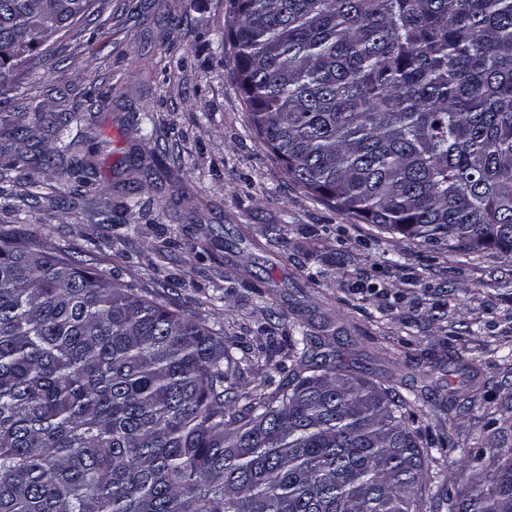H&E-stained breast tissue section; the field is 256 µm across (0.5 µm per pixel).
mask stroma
Masks as SVG:
<instances>
[{
    "label": "stroma",
    "mask_w": 512,
    "mask_h": 512,
    "mask_svg": "<svg viewBox=\"0 0 512 512\" xmlns=\"http://www.w3.org/2000/svg\"><path fill=\"white\" fill-rule=\"evenodd\" d=\"M228 12V0H95L37 48L0 88V126L32 127L29 154L52 150L30 173L56 198L29 204L9 171L0 229L204 322L252 394L298 369L288 338L303 324L352 373L415 397L420 512H447L450 472L512 448V256L421 245L288 180L251 127ZM72 110L66 140L95 155L80 188L39 119ZM134 191L151 208L123 211Z\"/></svg>",
    "instance_id": "1"
}]
</instances>
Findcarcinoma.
<instances>
[{
    "label": "carcinoma",
    "mask_w": 512,
    "mask_h": 512,
    "mask_svg": "<svg viewBox=\"0 0 512 512\" xmlns=\"http://www.w3.org/2000/svg\"><path fill=\"white\" fill-rule=\"evenodd\" d=\"M92 4L0 0V85ZM229 6L251 126L289 180L429 247L512 254V0ZM3 136L4 166H28L27 128ZM312 344L290 343L306 371L241 395L208 326L0 230V512H419L410 401ZM487 461L448 512H512V448Z\"/></svg>",
    "instance_id": "carcinoma-1"
}]
</instances>
